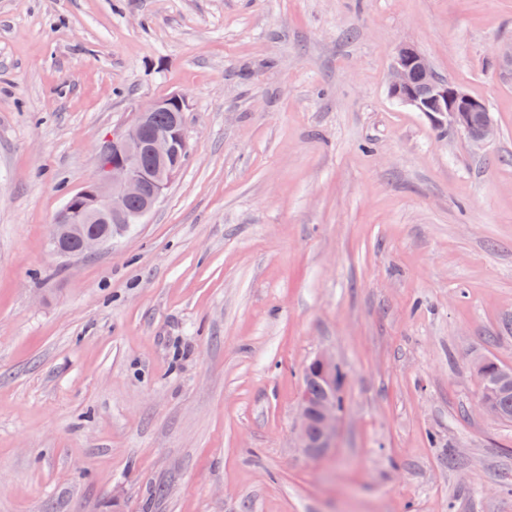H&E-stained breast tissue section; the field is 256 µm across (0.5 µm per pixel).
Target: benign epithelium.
Wrapping results in <instances>:
<instances>
[{
	"label": "benign epithelium",
	"instance_id": "1",
	"mask_svg": "<svg viewBox=\"0 0 512 512\" xmlns=\"http://www.w3.org/2000/svg\"><path fill=\"white\" fill-rule=\"evenodd\" d=\"M389 93L401 104L424 113L438 128L460 130L475 143L495 136V124L484 101L468 94L454 82L440 80L428 59L410 45L397 49L389 78ZM187 102L176 93L149 103L133 114L130 123L112 133L98 150L94 178L81 191L69 196L52 226L55 253L66 257L96 253L107 239L84 224H110L114 240L127 235L143 222L163 196L182 165L180 154L187 151L183 114ZM171 113L164 129L152 127V113ZM132 198L141 201L138 210L129 208ZM339 367L333 357L321 352L305 365L308 377H322L331 387L323 399L311 402L301 392L295 431L296 447L320 458L333 447L342 408Z\"/></svg>",
	"mask_w": 512,
	"mask_h": 512
}]
</instances>
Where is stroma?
<instances>
[{"label": "stroma", "instance_id": "35a3bbf8", "mask_svg": "<svg viewBox=\"0 0 512 512\" xmlns=\"http://www.w3.org/2000/svg\"><path fill=\"white\" fill-rule=\"evenodd\" d=\"M512 0H0V512H512ZM409 44L484 146L393 100ZM188 157L94 256L50 228L135 108ZM344 374L295 446L302 367ZM307 377H322L331 387L323 399L310 402L305 388H302L298 411L295 444L313 458L324 456L336 438L337 425L342 408L336 396L340 393L339 367L333 357L326 353H318L305 365ZM480 362H482L481 370L478 369ZM508 368L509 366L495 359L483 358L476 364V373L480 382V392L484 393L491 403L499 406L505 421H512V377L509 380L507 392L501 393L502 369Z\"/></svg>", "mask_w": 512, "mask_h": 512}]
</instances>
